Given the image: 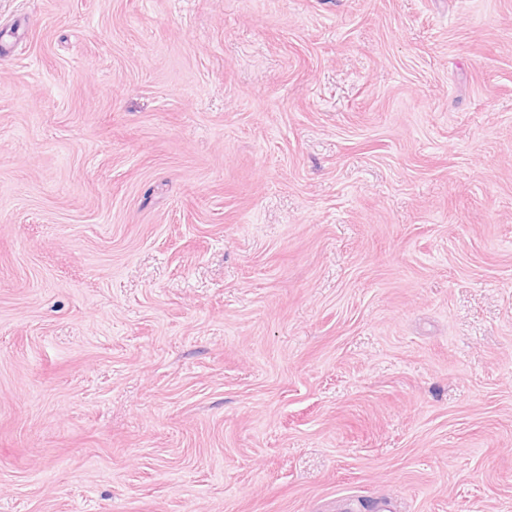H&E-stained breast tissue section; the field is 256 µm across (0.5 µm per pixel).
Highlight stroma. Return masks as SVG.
<instances>
[{"instance_id": "1", "label": "stroma", "mask_w": 512, "mask_h": 512, "mask_svg": "<svg viewBox=\"0 0 512 512\" xmlns=\"http://www.w3.org/2000/svg\"><path fill=\"white\" fill-rule=\"evenodd\" d=\"M512 512V0H0V512Z\"/></svg>"}]
</instances>
